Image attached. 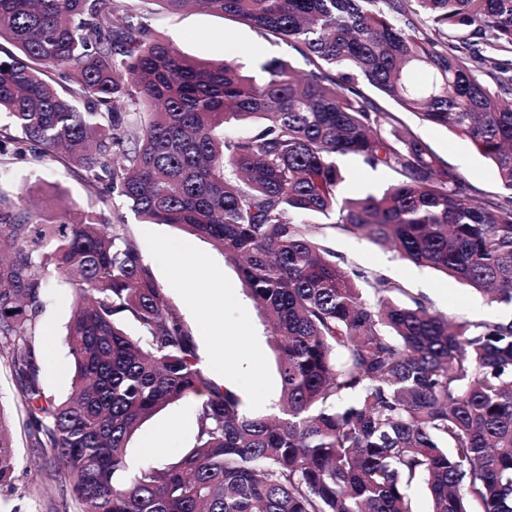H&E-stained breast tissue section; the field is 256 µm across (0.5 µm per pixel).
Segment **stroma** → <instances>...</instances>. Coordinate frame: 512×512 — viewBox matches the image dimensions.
Returning <instances> with one entry per match:
<instances>
[{
  "instance_id": "obj_1",
  "label": "stroma",
  "mask_w": 512,
  "mask_h": 512,
  "mask_svg": "<svg viewBox=\"0 0 512 512\" xmlns=\"http://www.w3.org/2000/svg\"><path fill=\"white\" fill-rule=\"evenodd\" d=\"M143 17L154 36L184 55L199 60L237 59L247 70L272 58L288 59L298 70L308 71L309 62L292 46L251 26L201 8L178 13L164 9L158 0H145ZM359 89L377 98L366 82ZM380 108L398 112L391 100L377 98ZM401 124L415 133L448 166L464 172L477 197H496L504 190L494 165L472 144L443 127L420 121L408 112H398ZM337 163L344 177L340 193L345 197L377 194L393 184L390 169L371 167L362 158L346 154ZM0 192L7 193L19 211L39 215L56 213L70 220L96 210L83 180L54 155L39 159H13L0 165ZM104 215L112 223L126 225L154 275L166 300L176 306L192 327L197 351L210 378L230 382L242 397L245 409L254 415L268 413L280 397L275 355L269 343L264 318L243 287L235 265L204 239L186 234L169 224L143 222L121 198H113ZM324 227L326 246L342 267L371 278L387 276L400 281L408 295L422 296L435 312L469 322L498 321L512 316V309L475 294L467 286L429 268L402 259L394 250L364 237L325 226L324 216L314 218ZM190 247L198 264L185 268L180 246ZM224 278V299L213 301L206 285L214 275ZM75 293L67 284L51 281L40 321L38 359L41 382L47 395L62 400L71 392L73 360L64 345ZM19 460L13 489H0V512H78L76 503L62 505L61 484L49 478L50 455L32 447L22 425H15ZM196 434V401L188 397L170 404L147 419L129 443L128 459L140 465L147 440L158 439L164 451L158 460L167 463L192 447Z\"/></svg>"
}]
</instances>
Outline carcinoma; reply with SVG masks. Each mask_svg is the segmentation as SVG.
<instances>
[{"label":"carcinoma","instance_id":"1","mask_svg":"<svg viewBox=\"0 0 512 512\" xmlns=\"http://www.w3.org/2000/svg\"><path fill=\"white\" fill-rule=\"evenodd\" d=\"M294 44L313 65L261 75L156 39L137 0H0V156L60 153L91 198L202 237L232 261L270 327L282 406L248 414L211 380L125 225L16 210L0 193V366L35 448L80 512H512V319L455 323L398 280L332 260L335 225L512 307V0H200ZM401 110L470 141L508 194L478 199ZM260 123L232 138L237 122ZM397 179L342 197L336 156ZM75 292L71 395L35 353L47 280ZM198 398L192 448L132 472L128 443L155 412ZM18 466L0 408V488Z\"/></svg>","mask_w":512,"mask_h":512}]
</instances>
